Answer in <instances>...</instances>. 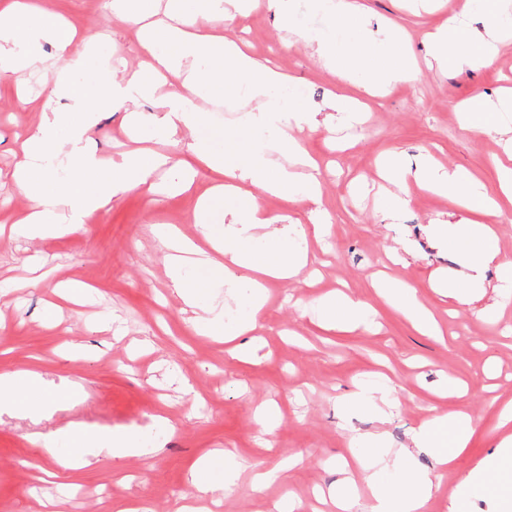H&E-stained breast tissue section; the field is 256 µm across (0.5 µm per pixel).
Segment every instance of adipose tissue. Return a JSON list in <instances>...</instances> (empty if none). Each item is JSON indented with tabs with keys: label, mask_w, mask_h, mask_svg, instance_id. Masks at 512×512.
<instances>
[{
	"label": "adipose tissue",
	"mask_w": 512,
	"mask_h": 512,
	"mask_svg": "<svg viewBox=\"0 0 512 512\" xmlns=\"http://www.w3.org/2000/svg\"><path fill=\"white\" fill-rule=\"evenodd\" d=\"M262 2L280 21H287L288 0H167L163 19L151 24L143 21L142 0H116V18L136 25L139 46L148 63L145 69L126 77L118 79L104 73L90 84L78 83L77 77L86 69L91 51L59 16L32 6L29 0H9L5 11L10 22L0 26V79L22 68H39L54 94L70 102L65 111L44 104L41 123L22 144L15 184L27 198V209L17 221L16 231L29 238H45L84 230L85 217L104 208L114 195L145 185L156 159L133 151L112 165L87 152L84 142L97 114L117 109L136 120L141 100L157 97L159 113L147 120L153 135L168 140L180 127L189 128L192 138L188 150L208 169L225 176L212 194L200 201L194 216L209 251H202L170 228L154 229L169 252V276L178 295L192 310L195 324L213 336L238 337L254 330L267 301L266 282L297 281L305 274L307 253L300 246L258 245L259 230L278 223L277 216L261 207L259 195L289 196L316 205L321 202L318 166L288 133L292 124L314 125L315 108L302 104L298 90L275 64L256 60L225 41L220 33L224 22L236 18L245 7ZM316 2L334 19V26L293 29L288 40L311 49L340 81L353 82L363 94L377 96L418 78L417 65L398 49L400 38L395 31L384 30L381 39H374L367 25L355 24L360 9L353 0ZM477 13L489 14L490 22L478 37L480 49L475 50L460 28ZM511 35L512 0H453L448 17L428 36L429 52L439 66L478 71L491 64L497 44ZM44 37L57 46L55 62H44L35 51ZM228 72L236 73L248 95L257 100L246 114V136L229 140L210 133L206 111L194 104L198 98H213ZM160 79L176 83V90L156 96ZM505 151L506 160L495 163L499 185L495 197L481 190L472 174L462 168L446 169L426 162L411 169L397 154L384 157L379 164L381 176L398 189L396 206L387 214L389 221H396L400 209L408 204L412 183L448 196L457 208L471 213V220L465 223L437 228V237L455 247L464 273L447 280L434 277L432 285L460 305L473 303L479 289L490 287L498 299L478 310L477 316L483 320L496 318L512 300V262L501 259L493 226L474 219L478 213L502 215L504 203H512V143ZM274 153L295 165V172H288L287 167L272 169L270 156ZM228 200L244 206L243 217L229 233L212 221ZM218 279L231 289L242 282L248 285L244 294L235 297L243 314L229 326L210 303L211 289ZM376 286L422 335H440L435 314L418 301L414 288L388 277L378 280ZM316 310L328 326L355 328L368 324L370 318L364 303L341 292L323 296ZM63 399V394L47 391L40 373L22 370L0 374L1 411L26 414ZM392 406L390 388L366 383L356 384L341 404L347 412L373 410L381 420L388 417ZM479 420V415L466 408L434 413L414 434L412 448L431 450L440 467H452L468 447ZM498 432L493 453L450 494V512H467L470 495L487 490L489 474L501 463L512 461L511 405L500 412ZM56 436L87 443L96 455L140 457L148 452L144 443L122 431L61 429ZM350 446L352 460L341 465L342 487L328 493L336 512H357L355 489L360 480L369 492V512H428L440 483L415 466L412 448H389L379 431L352 436ZM238 470L228 451L200 459L195 466L197 476L191 482L195 498L230 487ZM390 470L399 475L392 483L383 478Z\"/></svg>",
	"instance_id": "ef3b65f1"
}]
</instances>
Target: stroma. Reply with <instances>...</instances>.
<instances>
[{
  "label": "stroma",
  "instance_id": "obj_1",
  "mask_svg": "<svg viewBox=\"0 0 512 512\" xmlns=\"http://www.w3.org/2000/svg\"><path fill=\"white\" fill-rule=\"evenodd\" d=\"M44 3L96 47L84 81L105 69L121 76L139 67L143 56L133 28L117 22L111 6L99 0ZM360 3L371 31L389 25L406 30V50L420 62L428 53L424 33L447 16L440 0ZM224 36L245 40L256 59L275 58L312 106L324 107L337 91L356 93L304 44L284 45L285 33L265 6L225 24ZM238 81L237 74L225 73L224 109L210 115L211 127L228 137L238 133L247 102L233 91ZM504 85H512V43L500 47L489 68H425L414 83L364 97L368 117L352 129L338 132L322 124L300 131L320 161L322 204L331 225L321 238L307 240L312 285L271 283L266 316L249 335L257 352L248 362L232 358L223 340L190 322L167 273V251L152 232L153 225H173L200 240L197 203L218 175L188 152L189 130L170 141L148 138L137 144L124 111L99 115L87 150L117 163L138 145L166 162L149 179L155 194L141 187L115 197L87 217V233L35 240L9 230L0 234V374L34 369L51 386L77 392L74 400L46 413L0 416V512H113L116 502L141 512H176L190 501L197 461L215 450L233 452L242 469L233 490L214 494L212 508L275 512L280 500L308 503L314 488L335 484L350 433L379 428L399 448L410 445L430 406L444 413L465 406L481 415V425L453 470L444 472L443 490L430 510L449 512V490L492 453L499 407L512 402V307L501 318L482 321L475 306L456 304L432 288V273L455 266L450 244L435 243L430 235L432 223L447 219L453 206L446 197L415 187L398 222L387 223L382 212L390 200L378 194L375 164L396 153L412 167L429 154L442 165L464 167L485 192L495 193L498 136L462 130L453 106L478 93L495 97ZM21 93L35 97V104L20 106ZM46 98L60 109L68 105L53 97L38 71L21 70L0 82V225L8 227L26 206L12 178L20 159L17 140L39 125L38 103ZM181 169L193 174L194 182L177 192L173 184ZM398 239L411 251L405 266L390 264L386 255ZM385 267L439 312L444 340L420 335L372 288L374 275ZM36 271L43 280L28 287ZM60 283L75 289V299L55 294ZM336 289L369 305L380 330L321 326L317 302ZM73 344L80 346V358H70ZM379 373L398 391L391 418L381 424L368 411L343 414L340 405L355 383ZM264 403L279 412L270 435L256 415ZM65 428L134 430L153 452L100 456L42 481L41 469L56 465L43 442ZM290 455L300 458L296 468L272 477L261 491L251 490L254 465L271 469Z\"/></svg>",
  "mask_w": 512,
  "mask_h": 512
}]
</instances>
